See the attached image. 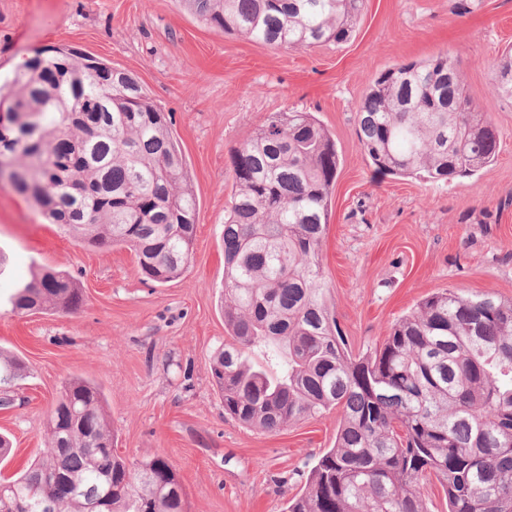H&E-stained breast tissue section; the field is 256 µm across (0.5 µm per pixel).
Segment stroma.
<instances>
[{
    "instance_id": "1",
    "label": "stroma",
    "mask_w": 512,
    "mask_h": 512,
    "mask_svg": "<svg viewBox=\"0 0 512 512\" xmlns=\"http://www.w3.org/2000/svg\"><path fill=\"white\" fill-rule=\"evenodd\" d=\"M73 49L134 74L172 115L197 199L190 265L173 282L143 280L124 247L87 248L0 182V350L26 377L0 408L13 449L0 478L45 448L46 417L65 381L97 384L132 461L174 466L187 512H284L336 438L330 412L268 433L225 416L210 364L227 332L224 218L230 157L272 112L313 113L341 165L322 270L353 351L379 347L392 322L451 288L512 298V99L492 80L512 47V0H369L353 38L274 49L214 31L180 0H0V80L35 53ZM456 56L464 91L499 133L497 162L448 184L375 172L356 112L375 76L396 63ZM42 266L73 276L85 301L69 314H16L5 300Z\"/></svg>"
}]
</instances>
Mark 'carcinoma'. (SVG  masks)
<instances>
[{"label": "carcinoma", "mask_w": 512, "mask_h": 512, "mask_svg": "<svg viewBox=\"0 0 512 512\" xmlns=\"http://www.w3.org/2000/svg\"><path fill=\"white\" fill-rule=\"evenodd\" d=\"M367 0H182L217 32L271 48L340 45ZM512 97V51L493 83ZM9 127L35 118L30 149H10L4 180L51 224L89 247L128 246L140 274L181 278L192 254L196 198L169 115L138 79L94 57L56 50L0 83ZM357 136L376 171L433 182L496 162L498 132L464 92L457 60L395 64L374 78ZM340 158L309 112H273L231 155L235 190L224 221V348L210 373L224 414L277 432L334 409V446L307 472L286 512H431L418 483L435 477L448 512H512V299L451 289L419 301L381 347L354 354L328 299L322 245ZM83 293L71 276L32 268L16 313H68ZM27 365L0 354V402ZM51 409L46 448L0 481V512H185L164 492L163 456L130 463L101 390L73 377ZM70 478L68 494L55 478Z\"/></svg>", "instance_id": "carcinoma-1"}]
</instances>
